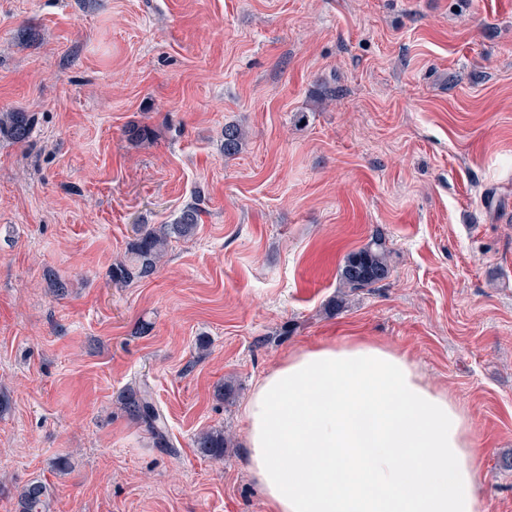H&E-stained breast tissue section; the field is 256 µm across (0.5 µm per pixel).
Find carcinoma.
<instances>
[{
  "label": "carcinoma",
  "mask_w": 512,
  "mask_h": 512,
  "mask_svg": "<svg viewBox=\"0 0 512 512\" xmlns=\"http://www.w3.org/2000/svg\"><path fill=\"white\" fill-rule=\"evenodd\" d=\"M33 119L25 112H5L0 115V134L22 143L30 135ZM244 130L235 124L224 126V155L234 156L241 150ZM201 220V209L191 205L183 209L169 224L137 225L135 240L131 243L127 259L112 268V277L121 282L144 280L155 274L161 259L175 239L189 238L196 232ZM391 274V251L386 238L375 233L363 247L347 253L339 267L340 300L373 288ZM124 411L146 427L159 447H169L167 427L144 386L129 387L121 398ZM196 447L201 454L224 458L228 439L224 431L214 430L197 437ZM52 491L50 486L33 481L18 493L19 512H50Z\"/></svg>",
  "instance_id": "carcinoma-1"
}]
</instances>
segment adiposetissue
Instances as JSON below:
<instances>
[{
    "mask_svg": "<svg viewBox=\"0 0 512 512\" xmlns=\"http://www.w3.org/2000/svg\"><path fill=\"white\" fill-rule=\"evenodd\" d=\"M244 419L269 512H485L468 410L378 342L290 352Z\"/></svg>",
    "mask_w": 512,
    "mask_h": 512,
    "instance_id": "adipose-tissue-1",
    "label": "adipose tissue"
}]
</instances>
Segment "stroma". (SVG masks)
I'll list each match as a JSON object with an SVG mask.
<instances>
[{"instance_id":"stroma-1","label":"stroma","mask_w":512,"mask_h":512,"mask_svg":"<svg viewBox=\"0 0 512 512\" xmlns=\"http://www.w3.org/2000/svg\"><path fill=\"white\" fill-rule=\"evenodd\" d=\"M0 112L34 117L0 136V512L36 480L51 512H266L243 405L345 336L467 407L512 512V0H0ZM194 203L113 282L134 225ZM377 231L390 277L339 304ZM141 383L169 447L121 405ZM33 119L26 112H5L0 115V134L17 143L25 142L31 132ZM201 212L199 207L191 205L183 209L170 224H138L127 259L112 268V277L127 283L154 275L173 239L189 238L195 234ZM227 447L228 439L224 437L223 430L203 433L196 440V448H199L200 453L214 459H223L224 448Z\"/></svg>"}]
</instances>
